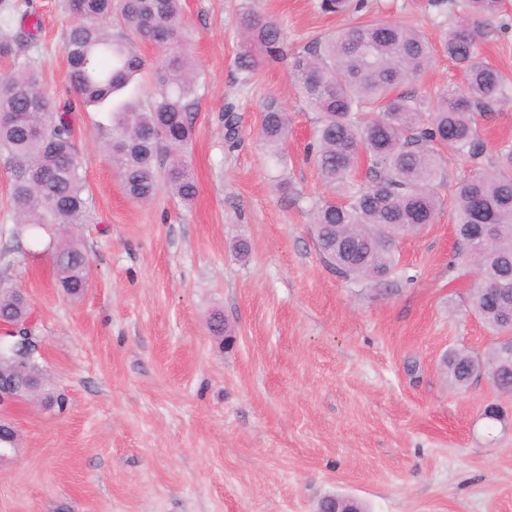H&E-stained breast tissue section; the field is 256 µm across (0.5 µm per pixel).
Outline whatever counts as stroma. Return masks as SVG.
<instances>
[{
    "label": "stroma",
    "instance_id": "1",
    "mask_svg": "<svg viewBox=\"0 0 512 512\" xmlns=\"http://www.w3.org/2000/svg\"><path fill=\"white\" fill-rule=\"evenodd\" d=\"M41 24L29 55L53 98L69 85L62 0H28ZM320 0H260L289 47L359 17L412 21L429 40L463 18V0H365L361 13ZM243 0H184L187 51L200 73L189 159L192 204L167 192L129 200L100 150L99 112L74 115L93 196L76 234L91 284L78 299L53 284L49 255L15 250L12 178L0 162V279L36 312L41 359L63 408L16 405L18 446L0 463V512H317L329 495L368 512H512V397L486 377L445 384L448 350L484 356L491 331L469 308L475 270L460 259L456 182L512 145V101L477 121L478 161L441 148L433 224L398 239L387 288L356 284L322 262L313 198L329 195L305 159L314 115L287 62L237 63ZM480 58L512 88V0L484 24ZM291 119L288 174L269 179L257 136L268 102ZM241 138L224 145V105ZM246 240L248 256L232 249ZM221 311L235 342L212 336ZM501 419L488 423L487 405Z\"/></svg>",
    "mask_w": 512,
    "mask_h": 512
}]
</instances>
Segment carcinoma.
Instances as JSON below:
<instances>
[{
    "label": "carcinoma",
    "instance_id": "1",
    "mask_svg": "<svg viewBox=\"0 0 512 512\" xmlns=\"http://www.w3.org/2000/svg\"><path fill=\"white\" fill-rule=\"evenodd\" d=\"M73 23L65 37L69 88L54 99L42 90L41 70L24 54L40 24L24 26L28 11L0 0V58L12 72L0 80V158L12 173L17 234L51 247L55 287L80 297L90 258L72 228L89 221L93 208L79 161L73 111L92 106L107 114L98 125L128 197L144 202L165 187L190 203L197 194L187 145L197 106L198 71L184 51L182 0H65ZM362 0H320L322 11L346 14ZM467 13L486 19L502 0H464ZM123 23L127 32L110 25ZM243 36L238 57L251 73L263 60H288L299 96L316 115L306 157L334 191L311 206L312 234L324 263L341 277L375 288L396 272L394 238L433 222L434 186L443 178L436 145L475 160L484 150L477 117L508 98L502 77L480 60V32L458 25L440 45L464 74L462 85L431 94L406 90L432 62L427 39L409 22L366 20L288 49L280 24L252 4L236 19ZM154 43L167 53L155 69L147 104L133 80L146 66L136 43ZM289 115L271 101L262 112L258 137L276 186L291 187L285 146ZM512 149L498 151L495 169H476L455 188V231L477 265L470 292L473 313L494 336L485 357L453 350L440 365L449 386L465 390L485 375L502 395H512V369L502 365V336L512 332ZM473 224L491 225L480 237ZM31 313L19 292L0 282V320L22 323ZM20 366L14 344L0 337V381Z\"/></svg>",
    "mask_w": 512,
    "mask_h": 512
}]
</instances>
